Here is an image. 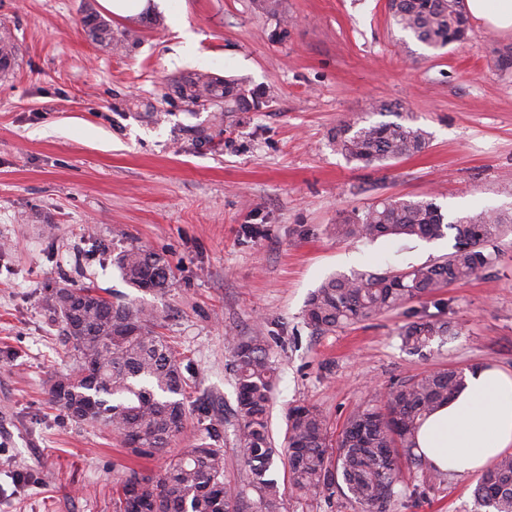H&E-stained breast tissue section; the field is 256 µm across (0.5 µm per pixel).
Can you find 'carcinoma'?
<instances>
[{
	"mask_svg": "<svg viewBox=\"0 0 512 512\" xmlns=\"http://www.w3.org/2000/svg\"><path fill=\"white\" fill-rule=\"evenodd\" d=\"M390 2L393 22L428 48L442 49L467 36L462 0ZM90 32L97 41L112 43V28L105 21H94ZM14 59V41L1 35L0 69ZM176 92L190 103L202 100L226 112L257 106L260 99L240 78L190 77L176 84ZM334 138L341 153L364 166L414 155L429 143V133L409 119L341 125ZM506 228L512 225L497 213L448 221L432 199L390 197L343 214L333 225L338 238L432 240L452 231L453 251L405 271L332 275L309 295L303 318L315 331L329 333L465 283L496 263V240ZM115 262L126 283L142 292L162 293L171 283V269L156 253L131 247L119 252ZM46 301L61 319L62 342L72 358L70 370L50 384L52 402L78 421L112 428L136 457L165 453L189 413V366L157 331L155 310L110 300L90 287L57 288ZM459 334L451 321L425 315L407 323L399 338L406 352L421 355L432 342H449ZM232 345L237 394L232 435L239 444L247 488L226 480L227 427L203 405L197 408L200 443L173 456L161 476L126 469L117 480L115 512H281L282 494L271 477L278 451L269 433L275 368L265 337L235 336ZM463 382V373L449 368L402 381L357 406L334 441L320 410L306 404L290 408L283 452L295 492L316 498L343 487L362 512H386L401 483L403 460L421 474L411 496H423L441 472L414 453L416 432ZM64 388L81 394V415L73 414L60 393ZM249 489L255 497L247 495ZM475 501L489 512H512V454L498 456L483 471Z\"/></svg>",
	"mask_w": 512,
	"mask_h": 512,
	"instance_id": "1",
	"label": "carcinoma"
}]
</instances>
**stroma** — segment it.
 <instances>
[{"label": "stroma", "instance_id": "obj_1", "mask_svg": "<svg viewBox=\"0 0 512 512\" xmlns=\"http://www.w3.org/2000/svg\"><path fill=\"white\" fill-rule=\"evenodd\" d=\"M96 14L115 46L83 23ZM16 44L0 74V512H113L134 463L117 433L75 422L48 395L71 360L46 303L53 288L90 286L154 308L194 374L188 402L214 416L236 406L232 336H262L276 367L270 430L283 448L287 412L320 409L331 435L375 392L434 368L489 363L512 372V232L495 265L401 309L318 334L302 318L335 273L404 269L452 250L438 240L339 238V214L388 197L435 199L449 218L512 214V34L470 21L466 40L433 50L391 19L389 0H161L115 15L101 0H0V35ZM269 89L259 109L223 113L172 91L192 74ZM389 112H374L377 103ZM412 115L423 152L374 167L341 154L337 126ZM160 254L164 293L130 287L113 257ZM424 314L458 326L424 355L401 347ZM23 472L31 482L15 487ZM273 476L281 512H360L341 493L293 490ZM478 477L444 476L388 512H474Z\"/></svg>", "mask_w": 512, "mask_h": 512}]
</instances>
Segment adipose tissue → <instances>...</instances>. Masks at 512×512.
<instances>
[{"label": "adipose tissue", "mask_w": 512, "mask_h": 512, "mask_svg": "<svg viewBox=\"0 0 512 512\" xmlns=\"http://www.w3.org/2000/svg\"><path fill=\"white\" fill-rule=\"evenodd\" d=\"M417 452L451 475L484 469L512 449V372L478 364L465 373V388L420 428Z\"/></svg>", "instance_id": "ef3b65f1"}]
</instances>
